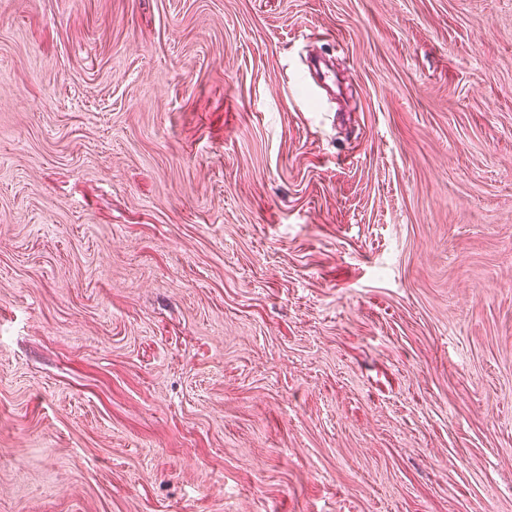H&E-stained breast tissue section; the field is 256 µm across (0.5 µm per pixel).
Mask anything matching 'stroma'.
<instances>
[{
    "instance_id": "stroma-1",
    "label": "stroma",
    "mask_w": 512,
    "mask_h": 512,
    "mask_svg": "<svg viewBox=\"0 0 512 512\" xmlns=\"http://www.w3.org/2000/svg\"><path fill=\"white\" fill-rule=\"evenodd\" d=\"M0 512H512V0H0Z\"/></svg>"
}]
</instances>
